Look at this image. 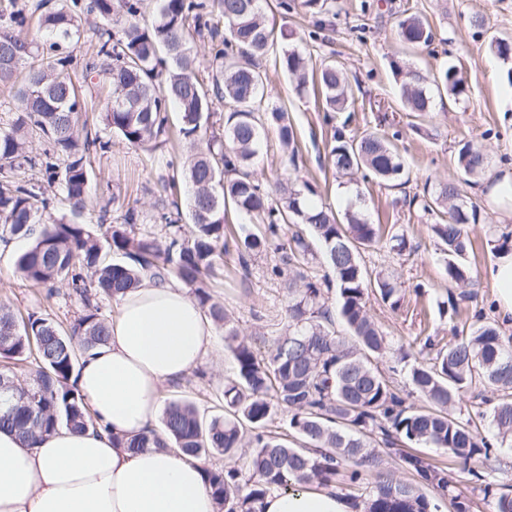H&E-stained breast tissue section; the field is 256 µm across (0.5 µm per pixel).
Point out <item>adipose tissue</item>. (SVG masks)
<instances>
[{
  "instance_id": "adipose-tissue-1",
  "label": "adipose tissue",
  "mask_w": 512,
  "mask_h": 512,
  "mask_svg": "<svg viewBox=\"0 0 512 512\" xmlns=\"http://www.w3.org/2000/svg\"><path fill=\"white\" fill-rule=\"evenodd\" d=\"M487 275L497 313L512 327V254ZM111 338L82 358L77 385L101 431L62 428L36 447L0 431V512H214L203 465L174 449L131 451L133 438L160 426L164 384L181 381L208 352L212 324L178 282L143 279L118 296ZM262 512H356L333 489L271 491Z\"/></svg>"
}]
</instances>
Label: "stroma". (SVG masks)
<instances>
[{
    "label": "stroma",
    "mask_w": 512,
    "mask_h": 512,
    "mask_svg": "<svg viewBox=\"0 0 512 512\" xmlns=\"http://www.w3.org/2000/svg\"><path fill=\"white\" fill-rule=\"evenodd\" d=\"M275 4L276 0L263 4L268 20L276 30L293 31L301 37L300 47L310 66L324 60L336 62L358 88L356 110L338 116L345 134L359 137L379 127L395 134L394 145L409 168L410 181L401 187H388L358 176L351 183L340 184L328 161L326 144L331 129L324 121L321 101L313 90L296 92L293 80L279 65L275 49L260 62L266 75L264 98L266 104L287 111L296 128L300 156L297 165H290L276 135H269L254 160L258 178L272 186L278 178L291 175L296 183L315 187L313 202L326 203L338 211L355 197H362L369 223L405 233L407 248L403 253L393 251L384 239L362 254L367 269L385 273L399 286L398 306H390L375 295L367 300L368 313L387 336L391 350L409 346L423 333L435 336L443 346L452 340L453 327L472 326L478 313L495 319L496 291L484 272L494 258L488 235L499 227L501 218L490 209L479 186L464 188L481 211L480 222L468 227L473 248L466 255L467 265L477 275V298L461 303L458 316L452 320L439 313L441 303L448 299V278L430 229L434 218L408 205L407 199L422 193L425 185L461 180L456 144L462 139L483 145L492 160V176L512 169V85L503 79L504 64L489 47L491 36H512V0H328L321 29L303 9L286 14ZM410 13L421 16L434 33L432 44L417 52L406 50L394 35L399 19ZM477 14L486 19L480 32L471 24ZM394 60L429 76L456 65L468 94L459 98L446 93L434 95L431 112L413 117L403 108L401 80L390 67ZM189 153L188 144L175 137L153 152L113 139L111 151L96 156L92 163L90 202L82 223L92 227L101 240L106 236L105 228L98 225L101 206H109L115 224L120 223L127 208L134 207L142 218L137 232L163 237V226L154 221L167 201L163 186L170 177H180L181 197L189 199L192 188L184 178ZM28 246L24 239L0 243V303L14 312H36L69 326L84 313L82 301L67 285H56L51 291L35 288L20 275L16 260ZM275 260L270 252L249 258L243 265L237 251L229 250L216 263L211 286L214 300L223 305L240 336L264 356L269 355L274 338L287 323L288 291L281 280L269 274ZM232 366L224 333L214 330L203 362L182 382L165 385L163 399H188L206 413H219L223 409L224 377ZM376 451L379 468L364 470L357 485L337 477V492L358 503L378 474L410 481L398 456L381 444Z\"/></svg>",
    "instance_id": "1"
}]
</instances>
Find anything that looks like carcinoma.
I'll use <instances>...</instances> for the list:
<instances>
[{
    "instance_id": "cac0c4a2",
    "label": "carcinoma",
    "mask_w": 512,
    "mask_h": 512,
    "mask_svg": "<svg viewBox=\"0 0 512 512\" xmlns=\"http://www.w3.org/2000/svg\"><path fill=\"white\" fill-rule=\"evenodd\" d=\"M156 17L143 20L142 0H72V6L51 8L45 2L40 28L55 41L49 48L80 38L81 15H94L117 32L99 37L94 61L84 65V78L104 77L112 87L101 109L104 130L130 146L151 150L168 132V104L178 106L179 135L192 148L186 174L193 186L191 227L181 224V208L172 199L155 221L165 228L164 239L139 235L140 215L128 209L122 222L111 225L100 244L79 217L87 205L91 181L90 156L105 153L110 141L88 127L78 128L85 98L69 73L73 55L67 53L45 66L21 72L39 45L15 32L23 26L24 9L8 0L0 9V86L15 89L20 107L15 118L0 126V237L30 240L18 258L23 278L37 287L52 289L66 282L86 307L67 329L42 315L23 319L0 307V379L12 382L0 394V430L33 448L60 427L83 431L100 425L79 394L74 372L81 356L108 343L106 319L91 303V296L116 297L138 286L148 274L160 281H179L217 327L233 357V371L224 380V414L209 418L187 400L173 401L163 412L165 437L152 431L138 438L112 435L122 448H177L193 458L224 455V466L205 468V481L217 512H261L260 504L273 490H295L313 481L326 484L340 467L348 468L352 483L361 480L362 468L377 467L380 460L372 441L387 446L411 443L445 449L471 470L473 490L483 494L491 512H512V492L496 491L500 468L497 448L512 443V336L505 337L491 322L474 324L467 334L455 336L439 348L430 336H418L421 348L435 352L429 364L411 361L400 353L413 392L430 402L419 410L391 389L383 371L372 359L390 352L387 337L369 316V293L392 306L399 303L398 287L381 272L371 273L361 253L377 243L379 225L363 213L348 208L340 217L332 209L308 203L291 177L269 189L251 171L265 131L272 130L288 152L298 156L297 136L288 113L263 102L264 75L257 61L274 45V28L262 9V0H159ZM327 0H279L288 14L296 7L316 18L327 12ZM224 19V29L210 24L213 13ZM207 32L213 47L215 69L206 78L195 72L194 36ZM398 40L408 48L427 46L432 40L428 23L412 14L399 20ZM496 55L512 62V39L490 42ZM281 67L295 81L298 93L308 83L307 61L290 45L281 50ZM405 106L410 112L431 111L424 83L456 97L467 92L455 66L428 79L397 62ZM316 90L327 112L355 111L357 98L343 70L323 63L315 71ZM224 101L222 131L207 132L212 99ZM38 131L45 143L40 152L29 150L27 135ZM329 161L339 177L364 171L376 180L400 182L407 176L404 162L390 139L379 131L348 137L336 128L331 135ZM457 163L463 181L484 177L490 159L482 146L459 142ZM59 187L71 218L40 222L39 209H48L49 191ZM422 209L439 213L431 225L442 246L448 283L472 285L463 262L472 246L467 225L480 221L479 206L466 200L459 183L440 182L424 188ZM234 211L262 226L258 234L244 237L248 254L273 251L279 259L270 275L288 288V324L275 338L271 354L259 357L251 343L213 300L209 277L216 261L229 251L228 212ZM492 251H512V231L493 232ZM319 243L330 273L320 278L306 274L316 263L313 243ZM121 256L107 262L103 249ZM337 290L336 308L326 291ZM340 316L347 335L334 329ZM34 357L37 369L30 384L14 382L11 365ZM481 382L496 402L490 422L496 442L482 437L472 417L454 408L456 398ZM288 414L290 438L268 429L277 413ZM250 452L243 465L235 457L241 448ZM412 476L410 482L378 475L363 501L364 512H432L421 492L433 488L448 498L454 512H471L473 500L460 492L444 468L421 456L396 449Z\"/></svg>"
}]
</instances>
